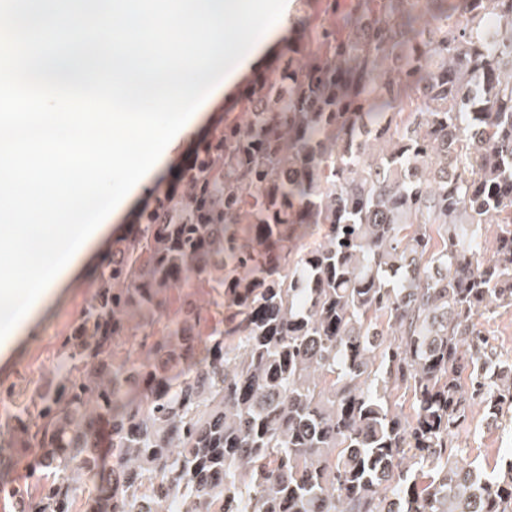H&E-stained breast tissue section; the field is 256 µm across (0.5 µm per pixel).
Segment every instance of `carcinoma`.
Listing matches in <instances>:
<instances>
[{"label":"carcinoma","mask_w":512,"mask_h":512,"mask_svg":"<svg viewBox=\"0 0 512 512\" xmlns=\"http://www.w3.org/2000/svg\"><path fill=\"white\" fill-rule=\"evenodd\" d=\"M319 4L0 401L16 512H512V0ZM479 322L497 351L512 358V310L499 309ZM482 413L475 414L476 428L463 437L466 461L483 475L499 464L502 456L512 451V423L486 425Z\"/></svg>","instance_id":"carcinoma-1"}]
</instances>
